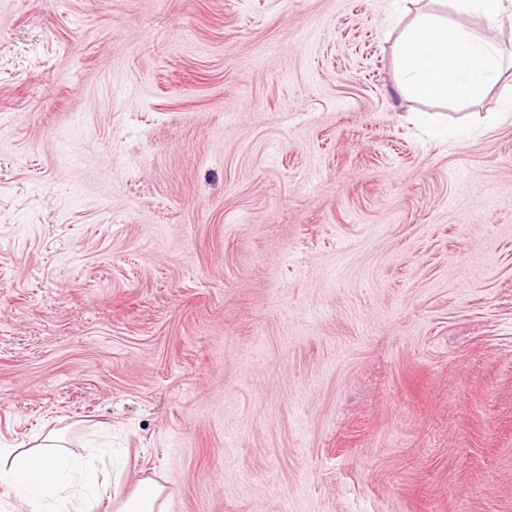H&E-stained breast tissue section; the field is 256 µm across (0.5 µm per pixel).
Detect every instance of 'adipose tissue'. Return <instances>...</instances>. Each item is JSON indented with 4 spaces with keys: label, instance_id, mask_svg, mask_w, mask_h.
<instances>
[{
    "label": "adipose tissue",
    "instance_id": "ef3b65f1",
    "mask_svg": "<svg viewBox=\"0 0 512 512\" xmlns=\"http://www.w3.org/2000/svg\"><path fill=\"white\" fill-rule=\"evenodd\" d=\"M416 14L396 42L403 89L439 100L471 102L512 65V39L495 38L502 23V0H452L457 20H448L412 0ZM477 13L490 37L474 38L462 24ZM28 450L0 448V493L31 505L32 512H96L111 499L113 512H166L163 486L144 480L129 496L110 494L97 470L67 448L56 431L32 436Z\"/></svg>",
    "mask_w": 512,
    "mask_h": 512
}]
</instances>
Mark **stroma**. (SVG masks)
<instances>
[{
	"label": "stroma",
	"instance_id": "35a3bbf8",
	"mask_svg": "<svg viewBox=\"0 0 512 512\" xmlns=\"http://www.w3.org/2000/svg\"><path fill=\"white\" fill-rule=\"evenodd\" d=\"M396 0H0V446L167 512H512V68ZM416 6L411 24L396 42L403 89L424 96L471 102L496 83L506 63L512 65V38L475 39L459 21H448Z\"/></svg>",
	"mask_w": 512,
	"mask_h": 512
}]
</instances>
